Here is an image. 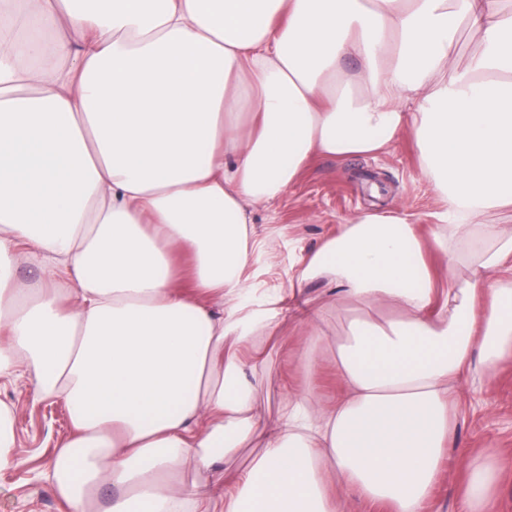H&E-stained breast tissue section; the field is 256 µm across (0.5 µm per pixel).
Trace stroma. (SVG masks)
<instances>
[{
	"label": "stroma",
	"instance_id": "35a3bbf8",
	"mask_svg": "<svg viewBox=\"0 0 512 512\" xmlns=\"http://www.w3.org/2000/svg\"><path fill=\"white\" fill-rule=\"evenodd\" d=\"M443 207L442 197L423 173L410 129H403L388 152L375 157L347 161L318 158L280 198L252 207V222L260 235L268 237L269 249L249 255L245 275L251 287L262 291L287 287L297 257L338 233L356 212L397 210L425 227ZM303 297L324 308L327 316L325 339L314 351L319 360L316 392L327 399L340 386L332 360L337 341L345 336L354 317V305L332 299L321 281L307 284ZM297 333L294 322H283L266 348L255 397L273 416L279 413L285 382L299 390L307 385L301 367L288 359ZM0 402L14 413L18 457L16 466L0 470V512H67L44 477L60 441L71 432L66 404L58 400L32 402L26 385L20 382H1ZM489 445L502 449L505 462L486 512H512V357L501 359L491 370L473 361L461 380L443 459L444 478L427 512H458L467 466Z\"/></svg>",
	"mask_w": 512,
	"mask_h": 512
}]
</instances>
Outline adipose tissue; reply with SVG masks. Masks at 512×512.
Instances as JSON below:
<instances>
[{
	"label": "adipose tissue",
	"mask_w": 512,
	"mask_h": 512,
	"mask_svg": "<svg viewBox=\"0 0 512 512\" xmlns=\"http://www.w3.org/2000/svg\"><path fill=\"white\" fill-rule=\"evenodd\" d=\"M501 2L0 0V380L66 402L46 477L70 512H343L348 493L424 512L472 355L512 356V225L492 219L512 212ZM464 24L482 49L460 69ZM406 127L446 203L429 230L354 215L288 289L255 294L246 262L268 240L246 204ZM317 278L361 310L340 389L284 388L268 417L262 339L297 316L291 354L317 372L326 315L301 298ZM256 441L225 483L220 464ZM499 463L486 448L458 512H483Z\"/></svg>",
	"instance_id": "1"
}]
</instances>
